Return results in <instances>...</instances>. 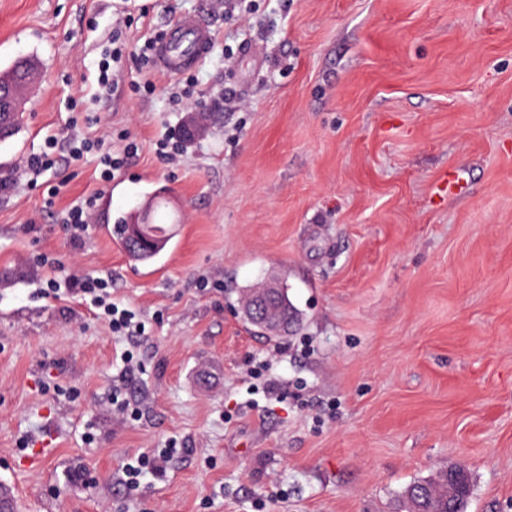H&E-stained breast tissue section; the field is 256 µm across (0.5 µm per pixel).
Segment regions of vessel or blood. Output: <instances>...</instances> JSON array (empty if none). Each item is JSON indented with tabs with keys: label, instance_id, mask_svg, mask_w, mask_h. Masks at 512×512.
Instances as JSON below:
<instances>
[{
	"label": "vessel or blood",
	"instance_id": "vessel-or-blood-1",
	"mask_svg": "<svg viewBox=\"0 0 512 512\" xmlns=\"http://www.w3.org/2000/svg\"><path fill=\"white\" fill-rule=\"evenodd\" d=\"M210 25L201 18H186L166 26L155 49V63L171 74L193 69L209 52Z\"/></svg>",
	"mask_w": 512,
	"mask_h": 512
}]
</instances>
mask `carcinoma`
I'll use <instances>...</instances> for the list:
<instances>
[{
    "instance_id": "1",
    "label": "carcinoma",
    "mask_w": 512,
    "mask_h": 512,
    "mask_svg": "<svg viewBox=\"0 0 512 512\" xmlns=\"http://www.w3.org/2000/svg\"><path fill=\"white\" fill-rule=\"evenodd\" d=\"M38 76V64L31 56L16 58L5 70L0 71V99L10 103L0 111V141L14 135L21 125L22 110L11 105L16 99L26 101V95ZM137 213L130 212L115 225L116 240L126 257L133 263L148 262L160 250L141 249L131 243L127 226L136 222ZM471 495L469 472H464L453 495H448V474L439 471L427 480L407 485L399 494L401 512H464Z\"/></svg>"
}]
</instances>
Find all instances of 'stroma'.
<instances>
[{
    "label": "stroma",
    "instance_id": "1",
    "mask_svg": "<svg viewBox=\"0 0 512 512\" xmlns=\"http://www.w3.org/2000/svg\"><path fill=\"white\" fill-rule=\"evenodd\" d=\"M256 6L135 0L131 22L122 0H0V67L41 61L0 141V483L15 512H396L459 463L465 512H512V0ZM197 15L214 47L183 111L162 71L149 98L100 89L113 29L135 46ZM197 110L206 133L160 161L155 141ZM73 128L140 151L111 183L92 155L30 182L24 158ZM159 190L175 236L131 266L104 227ZM92 192L76 246L61 214ZM42 257L111 275L145 335L43 295ZM273 275L300 316L283 339L237 312ZM172 441L128 497L123 463Z\"/></svg>",
    "mask_w": 512,
    "mask_h": 512
}]
</instances>
